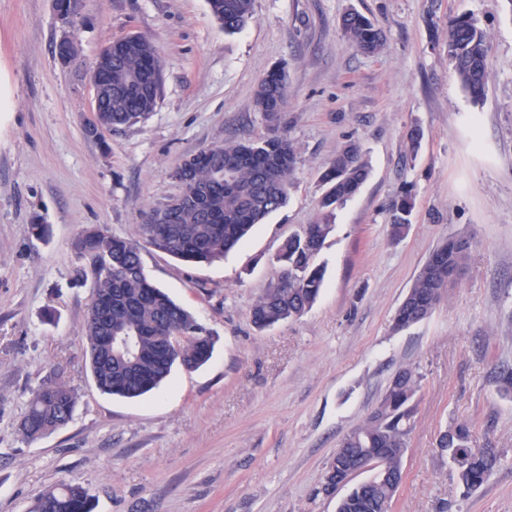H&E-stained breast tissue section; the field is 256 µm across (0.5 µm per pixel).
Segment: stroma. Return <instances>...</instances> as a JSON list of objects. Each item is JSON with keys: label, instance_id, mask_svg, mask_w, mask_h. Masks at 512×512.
Wrapping results in <instances>:
<instances>
[{"label": "stroma", "instance_id": "35a3bbf8", "mask_svg": "<svg viewBox=\"0 0 512 512\" xmlns=\"http://www.w3.org/2000/svg\"><path fill=\"white\" fill-rule=\"evenodd\" d=\"M349 11L383 29V51L345 40ZM459 16L490 43L478 102L448 62ZM65 33L55 0H0V74L13 89L0 112V512H29L61 482L83 486L93 512H336L322 491L336 450L403 368L420 388L391 512H512V392L495 379L512 367V0H254L233 35L207 0H85L67 65L55 54ZM130 34L162 61L157 105L90 138L91 65ZM277 69L280 130L297 151L287 204L211 265L142 249L151 281L214 337L211 359L137 399L100 392L75 236L99 225L134 237L179 193L171 173L185 158L269 135L255 91ZM351 142L370 173L315 259L326 269L317 301L256 329L252 308L280 275L272 257L315 218L322 174ZM404 198L409 225L396 238ZM36 216L47 239L30 231ZM458 234L474 242L463 273L430 316L395 329L430 253ZM54 376L77 391L75 412L26 440L18 424ZM462 423L499 457L471 493L438 446Z\"/></svg>", "mask_w": 512, "mask_h": 512}]
</instances>
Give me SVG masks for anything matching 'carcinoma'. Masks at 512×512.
Wrapping results in <instances>:
<instances>
[{
  "label": "carcinoma",
  "mask_w": 512,
  "mask_h": 512,
  "mask_svg": "<svg viewBox=\"0 0 512 512\" xmlns=\"http://www.w3.org/2000/svg\"><path fill=\"white\" fill-rule=\"evenodd\" d=\"M214 19L224 33L241 31L253 15V0H207ZM341 31L357 50L373 55L385 43L382 32L366 17L348 12ZM489 45L484 32L469 18L450 21L448 61L471 97L484 96ZM121 88L103 104L99 121L107 130L132 126L153 112L163 81L162 64L152 41L129 35L112 43V69L93 74ZM255 103L272 124V135L259 142H237L201 150L195 157L193 182L181 186L180 194L204 196L205 208L184 203L173 224L145 220L137 225L136 238L116 237L92 226L74 238L72 248L85 263L83 274L91 276L92 295L86 319L85 352L97 388L122 398H137L157 388L181 366L197 369L212 356L214 339L195 317L177 304L147 276L142 245L151 246L187 264H210L237 246L288 201L294 171L295 149L277 133L286 104V75L271 72L260 82ZM369 171L357 143L344 148L323 173L328 191L320 201L318 217L302 232L285 239L276 255L283 270L256 301L252 321L262 330L268 325L300 316L316 302L324 269L315 264L332 230L335 211L354 196ZM473 248L470 238L460 235L456 245L442 242L431 252L407 294L412 302L430 311L436 308L443 285L439 263L464 267ZM140 336L133 367L111 356L110 333ZM419 382L409 368L399 370L388 384L372 419L349 435L341 447L353 461L374 471L371 479L358 483L339 499L336 512H382L381 504L393 499L394 474H402L414 398ZM78 401L74 388L51 380L43 384L20 421L19 432L36 440L64 426ZM438 447L459 465V481L466 490L479 489L497 462L493 448L473 447L468 426L459 424L440 435ZM92 499L85 488L66 483L40 493L30 512H92Z\"/></svg>",
  "instance_id": "carcinoma-1"
}]
</instances>
